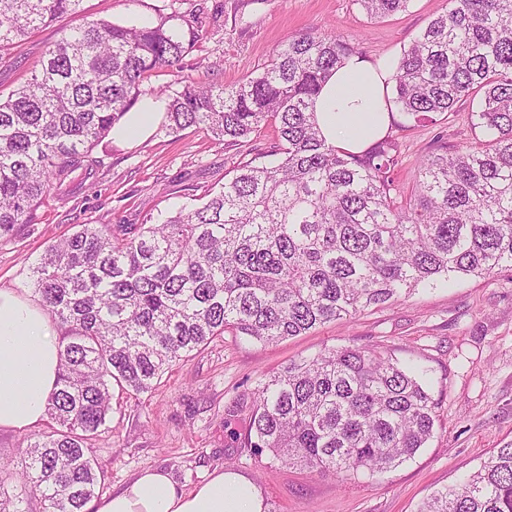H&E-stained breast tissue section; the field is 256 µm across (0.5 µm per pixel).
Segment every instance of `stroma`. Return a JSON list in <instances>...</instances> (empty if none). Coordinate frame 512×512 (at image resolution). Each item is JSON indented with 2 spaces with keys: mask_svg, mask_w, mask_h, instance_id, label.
Listing matches in <instances>:
<instances>
[{
  "mask_svg": "<svg viewBox=\"0 0 512 512\" xmlns=\"http://www.w3.org/2000/svg\"><path fill=\"white\" fill-rule=\"evenodd\" d=\"M84 7L0 64L1 96L39 69L47 46L66 26L137 22L178 30L185 46L180 69L154 72L142 84L148 94L180 79L229 85L256 76L288 37L304 33L336 32L364 59L392 64L448 0H410L406 10L379 19L369 18L356 0H84ZM477 108L464 100L454 112L420 122L394 111L391 133L400 145L397 178L404 190H411L438 135L452 144L472 141L470 116ZM275 142L269 126L243 147L195 128L176 134L158 128L137 143L105 139L94 151L91 183L51 192L37 223L0 238V286L32 292L30 267L78 225L158 223L168 210L218 191L245 155L268 159ZM350 344L378 345L417 366L438 398L435 435L412 461L386 474L344 480L231 446L224 409L232 400L249 395L291 360ZM112 404L105 432L92 442L101 493L119 490L148 467L166 469L187 486L224 467L258 485L265 512H417L433 491L456 484L494 450L512 444V270L419 289L273 345L224 336L173 366L156 390L139 396L117 390ZM30 437L0 429V461L10 466L0 481L16 493Z\"/></svg>",
  "mask_w": 512,
  "mask_h": 512,
  "instance_id": "1",
  "label": "stroma"
}]
</instances>
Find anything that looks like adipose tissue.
<instances>
[{
    "label": "adipose tissue",
    "mask_w": 512,
    "mask_h": 512,
    "mask_svg": "<svg viewBox=\"0 0 512 512\" xmlns=\"http://www.w3.org/2000/svg\"><path fill=\"white\" fill-rule=\"evenodd\" d=\"M391 71L353 56L328 79L316 99V118L329 143L365 150L391 121L387 101ZM161 113L152 104L126 113L112 130L118 142L148 138ZM55 321L40 302L0 288V429L31 430L46 416L60 371ZM89 512H263L264 498L252 480L215 469L193 488L167 471L143 469L121 491L92 501Z\"/></svg>",
    "instance_id": "obj_1"
}]
</instances>
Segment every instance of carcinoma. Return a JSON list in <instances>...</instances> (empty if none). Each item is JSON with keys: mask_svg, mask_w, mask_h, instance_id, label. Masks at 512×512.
I'll list each match as a JSON object with an SVG mask.
<instances>
[{"mask_svg": "<svg viewBox=\"0 0 512 512\" xmlns=\"http://www.w3.org/2000/svg\"><path fill=\"white\" fill-rule=\"evenodd\" d=\"M408 0H357L372 18ZM83 0H0V62ZM160 23H86L62 30L40 69L0 99V238L37 220L50 191L79 173L138 102L150 73L182 59ZM354 54L333 33L292 36L262 72L235 85L161 87L165 129L195 127L240 146L265 125L268 164L240 162L199 206L159 224H82L30 268L34 292L64 328L61 372L47 400L49 431L30 440L21 478L42 512H86L97 494L91 441L112 414V385L135 394L230 333L277 343L350 320L452 278L512 268V0H448L395 65L392 102L418 118L480 96L472 126L487 138L442 139L411 191L395 172L391 135L360 154L329 145L314 102ZM244 447L318 474L373 475L426 447L438 403L418 374L378 346L328 348L288 363L250 400ZM27 499L0 484V512ZM418 512H512V446Z\"/></svg>", "mask_w": 512, "mask_h": 512, "instance_id": "carcinoma-1", "label": "carcinoma"}]
</instances>
